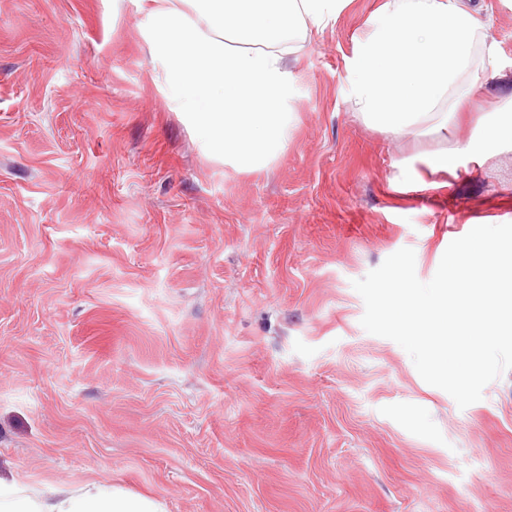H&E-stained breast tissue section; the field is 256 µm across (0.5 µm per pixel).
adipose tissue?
Wrapping results in <instances>:
<instances>
[{
  "instance_id": "1",
  "label": "adipose tissue",
  "mask_w": 512,
  "mask_h": 512,
  "mask_svg": "<svg viewBox=\"0 0 512 512\" xmlns=\"http://www.w3.org/2000/svg\"><path fill=\"white\" fill-rule=\"evenodd\" d=\"M163 59L164 94L208 154L262 168L288 139L298 35L322 30L350 0H133ZM346 60L354 102L373 126L402 137L453 134L459 110L497 55L466 0H383ZM0 512H161L155 501L94 482L71 491L0 479Z\"/></svg>"
}]
</instances>
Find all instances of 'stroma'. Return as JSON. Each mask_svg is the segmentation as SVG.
I'll use <instances>...</instances> for the list:
<instances>
[{
	"label": "stroma",
	"instance_id": "stroma-1",
	"mask_svg": "<svg viewBox=\"0 0 512 512\" xmlns=\"http://www.w3.org/2000/svg\"><path fill=\"white\" fill-rule=\"evenodd\" d=\"M380 0L285 59L278 156L211 158L164 96L132 0H0V477L163 512H512V371L459 408L354 290L413 249L512 223L481 166L357 111L345 61ZM512 102V0H483Z\"/></svg>",
	"mask_w": 512,
	"mask_h": 512
}]
</instances>
